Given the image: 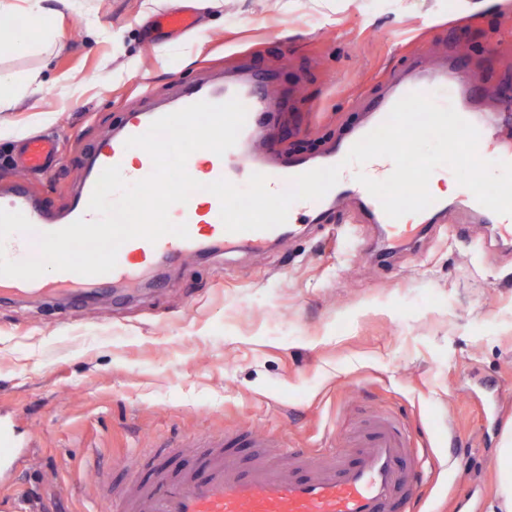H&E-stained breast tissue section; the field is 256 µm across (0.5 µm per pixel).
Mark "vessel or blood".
I'll return each instance as SVG.
<instances>
[{
    "instance_id": "obj_1",
    "label": "vessel or blood",
    "mask_w": 512,
    "mask_h": 512,
    "mask_svg": "<svg viewBox=\"0 0 512 512\" xmlns=\"http://www.w3.org/2000/svg\"><path fill=\"white\" fill-rule=\"evenodd\" d=\"M194 23L187 13H165L157 20L158 31L173 34ZM449 86L456 97L455 111L479 132L478 152H494L496 159L512 162V144L502 145L490 115L477 104L478 92L455 63L438 70L413 65L405 80L371 108V116L336 151L315 163L304 157L291 160L287 167H271L268 159L255 150L254 140L270 122L265 94L259 77L252 72L231 75L185 88L174 99L134 115L93 155L80 193L62 216L46 215L40 203L22 187L0 202V208L23 213L35 228L34 234L8 237L4 249L8 259L37 257V236L62 229L77 219L95 220L89 200L103 169L120 166L126 182L148 177L153 171L151 157L142 149L125 147L128 138L145 133L151 123L169 113L199 101L220 104L238 98L247 109V117L234 147L224 155L202 150L187 161L188 173L207 184L219 179L239 183L252 174L267 178L270 191L292 188L295 177L316 166L342 163L354 141L382 125L394 104L412 92L427 93ZM58 157L54 139L32 136L26 139L18 164L29 171L51 167ZM330 196L356 195L373 223L385 225L392 243L416 238L420 224L433 221L447 203L435 199L419 214V224L386 215L380 201L364 185L339 180ZM466 207L483 215L496 227L498 237L512 239V217L499 215L467 196ZM173 223L186 224L188 238L174 235L157 242L135 238L124 242L117 253V265L109 273L82 275L69 271L53 272L51 277L24 280L0 276V295L41 298L54 294H80L104 289L118 281L132 282L148 271L159 259L186 258L203 247H266L284 233L283 227L269 230L230 232L220 217V202L204 190L192 193L187 203L173 205ZM411 435L394 417L381 415L361 428L349 449L325 448L319 459H312L309 449L271 450L270 440L248 429L192 441L193 462L189 467L173 469L167 458L180 452L179 444L155 449L137 456L133 465L119 463L112 471L98 475L100 487L98 512H421L425 456L411 447ZM15 441L9 425L0 424V473L10 472L16 462ZM247 448H265L269 454L260 460L243 455Z\"/></svg>"
}]
</instances>
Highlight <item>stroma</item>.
<instances>
[{
    "label": "stroma",
    "mask_w": 512,
    "mask_h": 512,
    "mask_svg": "<svg viewBox=\"0 0 512 512\" xmlns=\"http://www.w3.org/2000/svg\"><path fill=\"white\" fill-rule=\"evenodd\" d=\"M187 6L196 29L154 35ZM63 22L64 49L0 56V75L41 84L0 113V189L23 185L55 213L130 113L238 70L270 78L262 145L279 158L330 149L413 62L465 65L512 137V0H76ZM43 133L57 165L20 171L19 143ZM465 193L412 246L389 249L340 197L266 250L175 261L131 292L1 300L0 419L35 445L0 499L91 512L96 469L165 442L246 425L316 451L383 411L428 451L426 512H488L512 429V242L460 207Z\"/></svg>",
    "instance_id": "stroma-1"
}]
</instances>
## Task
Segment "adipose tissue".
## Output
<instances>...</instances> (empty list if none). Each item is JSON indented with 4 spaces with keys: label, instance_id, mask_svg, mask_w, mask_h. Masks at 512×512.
<instances>
[{
    "label": "adipose tissue",
    "instance_id": "1",
    "mask_svg": "<svg viewBox=\"0 0 512 512\" xmlns=\"http://www.w3.org/2000/svg\"><path fill=\"white\" fill-rule=\"evenodd\" d=\"M73 0H26L25 12L30 20L29 26L10 30L0 36V53L13 52L27 48L32 43L33 33L42 34L45 42L65 45L67 33L59 24L62 10L71 8Z\"/></svg>",
    "mask_w": 512,
    "mask_h": 512
}]
</instances>
